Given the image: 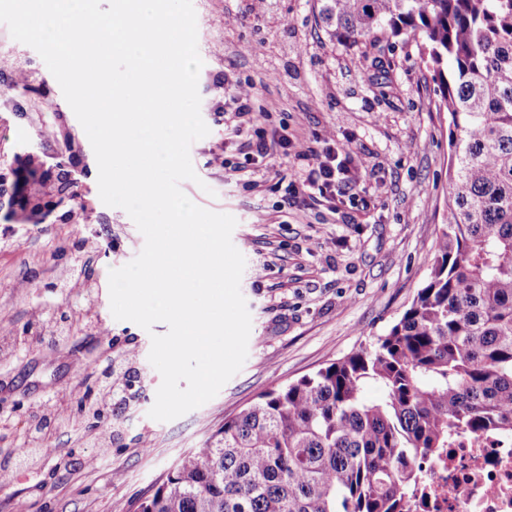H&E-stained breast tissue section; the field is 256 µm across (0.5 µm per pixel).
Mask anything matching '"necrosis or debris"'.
Listing matches in <instances>:
<instances>
[{
	"label": "necrosis or debris",
	"mask_w": 512,
	"mask_h": 512,
	"mask_svg": "<svg viewBox=\"0 0 512 512\" xmlns=\"http://www.w3.org/2000/svg\"><path fill=\"white\" fill-rule=\"evenodd\" d=\"M409 512H512V437H461L425 455Z\"/></svg>",
	"instance_id": "obj_1"
}]
</instances>
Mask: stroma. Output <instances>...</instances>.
<instances>
[{
    "mask_svg": "<svg viewBox=\"0 0 512 512\" xmlns=\"http://www.w3.org/2000/svg\"><path fill=\"white\" fill-rule=\"evenodd\" d=\"M193 0L198 90L208 135L190 148L197 181L182 191L198 206L232 215L244 245L240 290L251 315L242 369L206 404L167 422L149 417L161 376L148 355L152 334L111 312L109 272L133 260L144 237L130 216L97 192L91 143L40 55L0 23V151L34 143L15 115L27 73L63 115L82 151L81 189L90 193L101 246L78 250L73 224L0 223V512H128L162 477L201 448L225 420L262 393L373 348L410 305L430 272L447 205L448 114L433 72L413 40L376 48L331 44L316 0ZM253 86L261 126L315 142L334 134L340 152L363 165L350 201L337 211L300 199L284 203L294 162L262 160L224 135L220 76ZM241 165L254 183L232 181ZM96 285L88 296L87 282ZM58 416L39 451L17 463L33 411Z\"/></svg>",
    "mask_w": 512,
    "mask_h": 512,
    "instance_id": "obj_1",
    "label": "stroma"
}]
</instances>
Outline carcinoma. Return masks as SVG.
<instances>
[{
    "mask_svg": "<svg viewBox=\"0 0 512 512\" xmlns=\"http://www.w3.org/2000/svg\"><path fill=\"white\" fill-rule=\"evenodd\" d=\"M329 39L415 40L448 112V207L422 288L372 350L271 389L183 457L141 512H403L419 455L512 435V0H317ZM38 139L61 138L42 122ZM27 157L28 215L46 205ZM63 218L87 195L67 175ZM376 383L382 397L369 400Z\"/></svg>",
    "mask_w": 512,
    "mask_h": 512,
    "instance_id": "obj_1",
    "label": "carcinoma"
}]
</instances>
